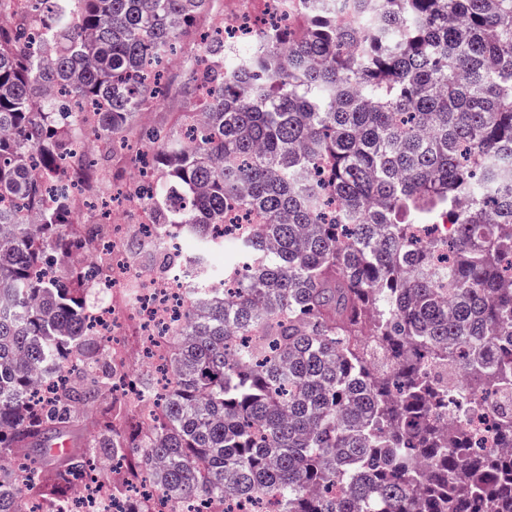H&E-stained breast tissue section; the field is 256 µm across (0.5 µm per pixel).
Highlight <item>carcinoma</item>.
I'll return each mask as SVG.
<instances>
[{"label": "carcinoma", "instance_id": "obj_1", "mask_svg": "<svg viewBox=\"0 0 512 512\" xmlns=\"http://www.w3.org/2000/svg\"><path fill=\"white\" fill-rule=\"evenodd\" d=\"M210 0H0V512H67L101 455L167 499L275 498L279 512H512V452L465 451L448 368L512 400V0L310 4L301 32L233 49L203 33L190 105L148 130L156 224L197 242L199 296L169 338L178 383L149 431L110 420L51 465L97 401L59 370L106 362L84 259L107 213L71 232L65 170L85 136L117 142ZM35 15L55 45L20 23ZM8 201L10 206L2 205ZM259 215L241 235L214 229ZM448 216V242L410 226ZM229 248L237 262L208 266ZM68 387L35 402V383ZM512 449V406L495 414Z\"/></svg>", "mask_w": 512, "mask_h": 512}]
</instances>
